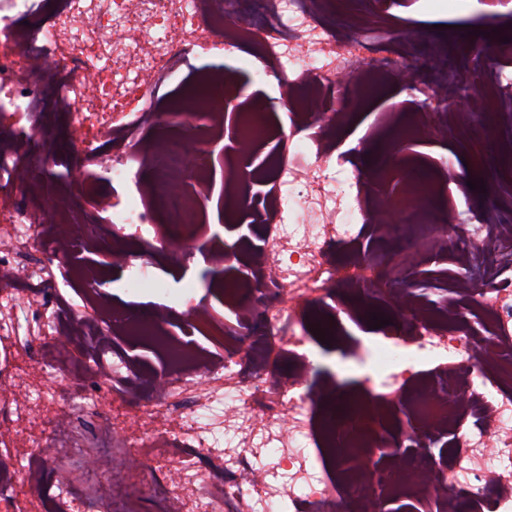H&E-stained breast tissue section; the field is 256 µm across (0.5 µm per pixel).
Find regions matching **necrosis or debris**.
Returning <instances> with one entry per match:
<instances>
[{"label": "necrosis or debris", "instance_id": "obj_1", "mask_svg": "<svg viewBox=\"0 0 512 512\" xmlns=\"http://www.w3.org/2000/svg\"><path fill=\"white\" fill-rule=\"evenodd\" d=\"M330 4L0 0V512H44V477L65 463L54 438L80 445L77 421L88 414L111 425L112 446L84 451L95 483L57 500L56 512L117 503L141 512L149 501L156 512H386L406 496L430 512H512V277L497 273L512 256V218L496 209L471 225L438 223L442 182L469 178L448 164L437 175L403 172L384 202L400 225L350 235L370 207L337 206L326 173L349 118L337 91L375 93L413 36L369 38L363 17L335 21ZM243 42L280 75L291 135L272 125L268 105L246 109L234 170L273 189L234 186L228 208L255 239L207 245L199 199L211 191L210 167H186L184 153L189 141L223 135L231 84L220 64L190 77L184 69ZM168 85L174 93L161 99ZM50 111L64 121L60 153L45 132ZM98 163L109 191L90 207L75 185ZM363 237L397 242L398 268L382 274L361 255ZM103 250L127 270L124 292L155 291L144 319L105 291V271L90 262ZM443 254L467 272L451 280L444 306L397 287ZM198 255L216 273L206 298L190 280L171 292L160 260L185 268ZM233 261L244 276L228 288L222 272ZM61 264L86 304L64 318L50 288ZM379 282L414 319L391 335L382 379L357 399L371 419L362 426L338 408L336 381L315 382L308 323L335 334L337 296L365 305ZM220 301L233 305L235 330ZM46 342L90 359L92 385L42 353ZM128 343L149 348L161 369L128 356L112 365ZM288 356L295 366L285 372ZM467 418L473 430L455 434ZM446 434L447 466L426 451ZM372 447L405 454L368 468Z\"/></svg>", "mask_w": 512, "mask_h": 512}]
</instances>
